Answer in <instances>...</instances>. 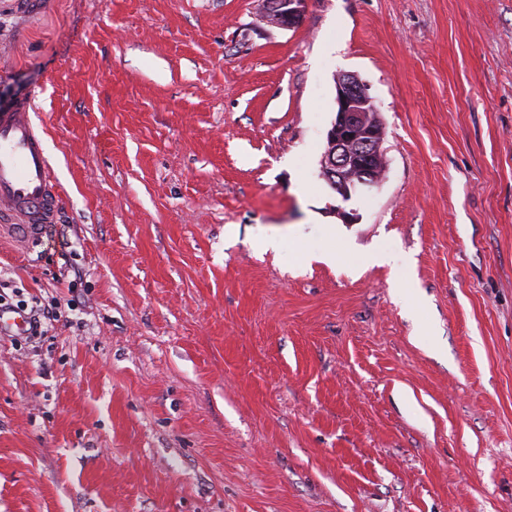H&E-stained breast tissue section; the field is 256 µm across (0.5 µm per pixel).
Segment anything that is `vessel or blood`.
<instances>
[{
	"mask_svg": "<svg viewBox=\"0 0 512 512\" xmlns=\"http://www.w3.org/2000/svg\"><path fill=\"white\" fill-rule=\"evenodd\" d=\"M29 101L0 107V215L15 242L31 251L55 220L60 195Z\"/></svg>",
	"mask_w": 512,
	"mask_h": 512,
	"instance_id": "vessel-or-blood-1",
	"label": "vessel or blood"
}]
</instances>
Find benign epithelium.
<instances>
[{"mask_svg":"<svg viewBox=\"0 0 512 512\" xmlns=\"http://www.w3.org/2000/svg\"><path fill=\"white\" fill-rule=\"evenodd\" d=\"M305 3L278 0L268 20L278 27H292L299 22ZM336 104L321 160L322 176L347 202L357 187H374L383 177L385 124L366 86L353 73L337 78Z\"/></svg>","mask_w":512,"mask_h":512,"instance_id":"benign-epithelium-1","label":"benign epithelium"}]
</instances>
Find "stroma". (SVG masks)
Listing matches in <instances>:
<instances>
[{"label":"stroma","mask_w":512,"mask_h":512,"mask_svg":"<svg viewBox=\"0 0 512 512\" xmlns=\"http://www.w3.org/2000/svg\"><path fill=\"white\" fill-rule=\"evenodd\" d=\"M270 4L0 0L61 198L0 238L60 314L0 334V512H512V0ZM345 71L388 159L347 202ZM306 0H278L268 20L278 27H291L297 24L304 12ZM336 104L321 160L322 176L347 202L357 187L377 186L383 177L385 124L366 86L353 73L337 78ZM28 315L29 328L27 330V335L30 338L42 336L43 333L47 331V329L44 330V328H47L48 325L51 326L52 323L58 321V317H60V314L51 307L38 308L37 306L35 308L32 307Z\"/></svg>","instance_id":"obj_1"}]
</instances>
